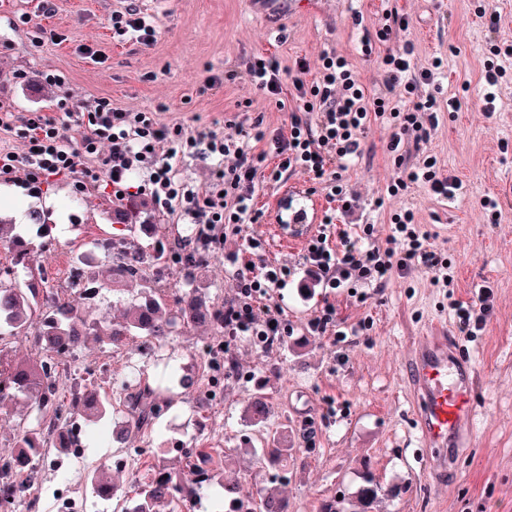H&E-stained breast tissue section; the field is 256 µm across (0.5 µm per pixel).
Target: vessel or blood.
I'll use <instances>...</instances> for the list:
<instances>
[{"label":"vessel or blood","mask_w":512,"mask_h":512,"mask_svg":"<svg viewBox=\"0 0 512 512\" xmlns=\"http://www.w3.org/2000/svg\"><path fill=\"white\" fill-rule=\"evenodd\" d=\"M301 196L300 189L285 187L272 204L280 218L275 234L294 243L318 224V202L301 204ZM408 375L418 400L421 439L436 451L428 466L445 472L452 452L464 447L474 430L473 364L458 356L447 337L431 336L415 347Z\"/></svg>","instance_id":"b4317fda"}]
</instances>
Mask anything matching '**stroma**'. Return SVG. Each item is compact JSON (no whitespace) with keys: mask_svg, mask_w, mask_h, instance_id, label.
<instances>
[{"mask_svg":"<svg viewBox=\"0 0 512 512\" xmlns=\"http://www.w3.org/2000/svg\"><path fill=\"white\" fill-rule=\"evenodd\" d=\"M38 4L0 0V101L15 112H54L64 97L77 102L102 95L134 109L163 104V119H197L206 125L260 113L274 131L288 122L287 110L275 97L236 81L214 87L210 77H222L228 66L245 69L262 53L285 70L299 60L316 63L321 51L335 49L350 56L369 90L379 92V67L362 55L361 40L379 28L385 9L392 7L410 17L403 37L412 43L417 64L442 57L439 99L462 101L459 111L443 112L429 145L443 172L463 183L456 200L416 185L402 196H388V129L378 122L366 140L367 156L347 173L360 206L342 217L345 224H372L383 231L391 211L412 208L417 222L433 233L434 247L447 256L451 284L436 287L430 274L413 269L386 287L354 293L317 285L304 272L303 250L282 245L272 230L270 201L278 183L259 182L254 203L264 222L243 225L241 234L229 236L223 249L213 251L211 263L197 270V281L215 301L232 299L234 276L224 256L241 249L245 237L261 239L266 259L292 270L286 287L274 290L269 302L284 311L293 333L286 345L270 350H233L243 378L227 379L222 404L180 389L175 406L142 440L144 455L120 472L124 491L147 483L157 468H181L177 449L191 444L211 457L215 482L195 497L196 505H208L210 512L220 508L218 480L241 481L253 492L278 486L277 470L252 462V453L261 450L260 437L242 420L254 391L253 374L269 367L275 374L265 392L275 406L276 425L288 429L293 442L286 467L290 512H320L324 500L352 494L367 474L383 485L404 487V494L387 503L388 512H512V82L498 88L496 112L486 117L480 102L485 31L472 0H284L271 15L256 11L250 0H140L159 26L148 48L113 40L108 17L124 7V0H55L49 16ZM354 10L363 17L361 25L349 18ZM23 14L29 23L14 27ZM90 48L97 50L98 60L87 58ZM47 70L63 72L65 88L43 85L41 74ZM85 182L82 174L60 176L34 190L24 187L22 178L0 176V187L21 189L28 212L41 216L24 230L40 236L43 248L35 264L54 288L78 269V256L100 264V241L123 235L110 219L119 199ZM379 197L384 204L378 208ZM487 197L498 203L493 224L482 207ZM483 286L492 290L491 315L478 335L461 336L453 305L474 300ZM327 303L345 333L342 342L306 330L307 321ZM435 320L472 359L477 410L471 447L456 450L447 472L437 477L425 467L431 451L419 439L407 381L411 352ZM211 336L205 326L179 330L160 349L169 361L165 368L129 350L89 342L68 357L58 394L66 400L74 386L92 383L103 395H120L133 364L140 367L143 384L152 386L164 377L178 387L182 378L201 377L207 366L201 349ZM104 359L112 366L102 372L96 364ZM123 419L120 413L108 415L88 426L86 458L76 471L60 474L42 467V492L49 496L65 486L86 500L90 512H116L115 500L93 493L89 475L96 468L111 471L112 459L126 456V449L112 444V427Z\"/></svg>","mask_w":512,"mask_h":512,"instance_id":"35a3bbf8","label":"stroma"}]
</instances>
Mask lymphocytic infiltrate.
I'll return each instance as SVG.
<instances>
[{
    "label": "lymphocytic infiltrate",
    "mask_w": 512,
    "mask_h": 512,
    "mask_svg": "<svg viewBox=\"0 0 512 512\" xmlns=\"http://www.w3.org/2000/svg\"><path fill=\"white\" fill-rule=\"evenodd\" d=\"M109 25L114 38L144 46L157 40V28L141 11L137 0H127L113 11ZM409 21L398 10H387L376 32V43H365V55H376L382 73L383 94L372 95L360 82L349 58L326 50L316 65L298 62L291 79H284L270 59L250 63L244 72L228 70L225 80H240L264 94L284 96L293 108L288 124L268 133L263 116L250 121H225L223 129L180 121H163L150 111L135 110L100 96L64 110L56 117L40 109L23 113L0 110V130L23 140L22 153L0 151V175L23 172L27 185L37 188L52 178L90 174L102 163L107 184L118 193H129L130 177H146L155 213L178 221L184 218L202 227V237L220 247L225 237L238 234L243 225L262 217L253 204L259 180H287L295 174L322 186L329 199L341 204L356 201L345 174L363 154V141L376 120L387 117L393 129L386 144L394 161V176L387 187L398 196L410 185L425 186L433 195L452 200L460 180L443 174L438 158L427 145L439 126L440 102L431 91L443 72L441 58L416 67L414 50L403 41ZM512 79V44L488 42L482 78L485 112L495 110L496 89ZM212 158L214 168L205 187L196 189L179 180L182 158L196 153ZM384 243H376L375 227L362 228V242L346 231L309 239L304 254L307 271L326 288L382 287L392 278L417 268L434 281L448 279V262L431 243L432 234L417 224L411 208L391 213ZM234 268L235 301L224 306V325L257 336L283 339L289 335L287 318L280 309L258 316L256 305L271 291L285 287L287 266L260 263L241 266L239 257L227 255Z\"/></svg>",
    "instance_id": "1"
}]
</instances>
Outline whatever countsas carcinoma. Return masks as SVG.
<instances>
[{"label": "carcinoma", "instance_id": "cac0c4a2", "mask_svg": "<svg viewBox=\"0 0 512 512\" xmlns=\"http://www.w3.org/2000/svg\"><path fill=\"white\" fill-rule=\"evenodd\" d=\"M115 224H122L131 233L157 235L161 225L152 224L144 216L143 206L136 199L126 201L120 209L112 211ZM129 251L121 256L107 254L110 265L98 271L79 274L69 283V289L59 290L35 271L34 257L38 245L26 239L14 224L0 225V243L14 254L16 264L30 267V280L21 287L8 284L4 272L0 278V402L24 398L34 406L39 421L34 427L18 430L15 449L5 458L4 470L8 477L7 489L25 488L33 479V463L45 457L53 448H65L68 437L63 425L71 415V408L79 406L89 423H96L107 414L108 408H122L127 421L115 435L122 443L130 437L151 432L154 423L177 401L173 394L163 395L150 388L136 385L113 403L92 386L85 384L71 390L70 402L47 393L56 386V377L47 371V363L57 366L88 340L107 343L113 347L124 345L133 336L140 339L139 346L160 345L180 328L204 324L211 329L224 323V304L206 301V289L196 284L194 270L207 263L203 254H190L181 258L185 273V287L173 290L145 275L144 258L150 256L156 264L164 259L165 243L156 241L152 254L135 238H122ZM128 283L139 286L138 297L129 301L118 320L105 317L89 318L86 308L74 303L71 296L89 303L103 288L120 292ZM16 341L27 340L40 348L44 355L40 362L17 361L3 347L5 337ZM275 416L272 403L265 393L258 391L244 410V421L262 433L263 458L259 463L280 467L288 461L291 449L285 431L270 428ZM185 466L179 470L161 469L144 488L126 498L121 512H158L161 505L172 506V512H193L194 496L212 480L209 459L197 450L183 453ZM97 495L113 497L117 485L111 477L98 471L90 478ZM224 503L228 512H288L290 498L288 482H281L276 493L257 500L243 484H222ZM403 492L401 487L384 490L371 476L352 498H334L322 505L321 512H374L382 496L392 497Z\"/></svg>", "mask_w": 512, "mask_h": 512}]
</instances>
